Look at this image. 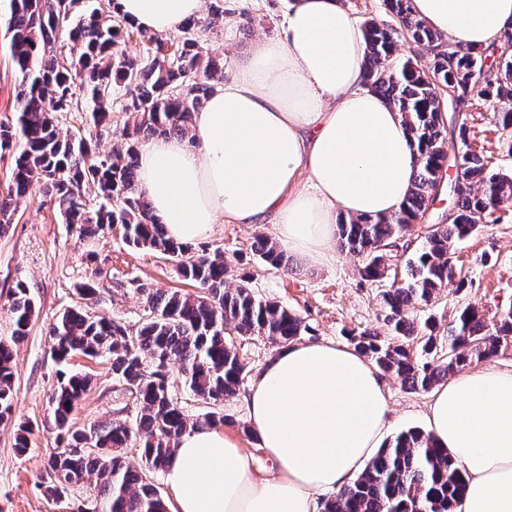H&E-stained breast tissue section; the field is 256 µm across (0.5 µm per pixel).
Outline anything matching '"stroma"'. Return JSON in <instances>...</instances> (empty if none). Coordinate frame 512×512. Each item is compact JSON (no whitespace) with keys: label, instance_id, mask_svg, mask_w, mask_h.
<instances>
[{"label":"stroma","instance_id":"1","mask_svg":"<svg viewBox=\"0 0 512 512\" xmlns=\"http://www.w3.org/2000/svg\"><path fill=\"white\" fill-rule=\"evenodd\" d=\"M236 22L211 35L209 46L223 53L227 66L244 60L255 41L273 37L281 26L285 0H224ZM9 0H0V122L14 118L18 80L12 67L5 36ZM122 90H115L112 112L103 135H96L87 114L66 112L59 119L62 131L77 137L97 136L100 153L120 147L126 115ZM469 142L485 154L493 168L512 172V156L502 149L512 128L503 129L495 112L480 108L466 111ZM274 237L270 224H220L215 233L193 243V252L223 251L234 274L247 276L257 297L270 299L296 311L308 330L309 341L349 344L353 333L372 330L387 336L381 283L364 280L357 257L333 246V257L317 265L294 264L292 271L270 268L250 250L255 235ZM450 262L467 279L463 289L448 285L431 305L415 310L417 320L434 319L436 335L448 333L456 310L471 304L483 311L488 322L512 310V211L488 218L478 232L455 244ZM93 282L96 295L85 300L77 291ZM24 283L36 304V314L26 338L15 348L13 366L17 395L10 420L0 423V512H60L59 503L48 499L39 486L48 458L58 446V432L48 415L49 397L57 385L58 364L51 357L50 328L64 309L87 307L137 329L145 315L143 288L192 291L177 267L159 253L130 247L122 229L96 238H85L64 224L41 184H34L17 206L13 222L0 233V336L10 335L12 325L8 292ZM236 351L247 372L234 396L223 403L225 433L233 436L250 456L255 474L274 476L266 449L251 433L243 397L264 362L275 354L276 344L266 337L233 336ZM71 371L90 377L91 383L70 416L83 429L115 419H134L140 404L123 384L112 377L105 359L74 356ZM392 407L389 435L411 428H425L429 396L406 390L393 375H383ZM31 430L30 454L19 455L14 439L20 426Z\"/></svg>","mask_w":512,"mask_h":512}]
</instances>
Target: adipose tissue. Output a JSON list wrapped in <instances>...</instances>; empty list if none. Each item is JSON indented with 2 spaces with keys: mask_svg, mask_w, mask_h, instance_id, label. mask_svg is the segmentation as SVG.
I'll use <instances>...</instances> for the list:
<instances>
[{
  "mask_svg": "<svg viewBox=\"0 0 512 512\" xmlns=\"http://www.w3.org/2000/svg\"><path fill=\"white\" fill-rule=\"evenodd\" d=\"M204 0H115L125 22L167 36ZM450 43L488 46L512 26V0H412ZM364 34L345 0H288L275 38L257 40L196 112L188 137L139 150L137 187L167 236L192 243L220 224L275 225L281 248L331 257L340 217L396 211L418 171L399 112L363 85ZM250 428L277 465L219 427L176 442L164 470L172 512H315L376 453L391 421L375 367L343 344L282 346L245 398ZM428 430L463 467L456 512H512V370L473 367L437 389Z\"/></svg>",
  "mask_w": 512,
  "mask_h": 512,
  "instance_id": "adipose-tissue-1",
  "label": "adipose tissue"
}]
</instances>
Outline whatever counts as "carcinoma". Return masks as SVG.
<instances>
[{
	"mask_svg": "<svg viewBox=\"0 0 512 512\" xmlns=\"http://www.w3.org/2000/svg\"><path fill=\"white\" fill-rule=\"evenodd\" d=\"M412 0H384L397 26L363 22L367 43L364 86L404 116L419 153V170L398 211L391 215L349 217L338 224L341 248L359 257L361 276L386 278L392 252L437 195V174L447 124L443 105L457 99L487 106L506 128L512 126V27L488 47H451L412 10ZM7 33L18 79L15 122L0 123V151L15 152L11 184L0 194V232L12 223L18 200L37 182L57 204L64 223L84 237H95L122 225L126 243L155 251L175 263L197 292L140 288L147 310L132 332L114 319L81 307L62 312L52 325L51 355L63 363L76 354L109 360L113 377L141 405L135 421L117 419L89 429L69 423L75 405L89 385L80 373L60 371L50 401L60 448L48 461L40 486L53 499L71 502V512H169L152 481L162 472L174 441L190 428L224 424V414L210 411L191 420L182 398L170 384V367L178 365L185 392L213 406L232 396L246 366L229 346L226 331L262 335L287 343L306 331L301 318L276 301L256 297L247 278L226 287L229 269L224 253L190 254V246L167 237L155 222L150 203L138 191L140 138L187 134L193 116L224 82V57L209 48L207 34L224 24V0H210L207 17L182 27L171 52L161 39L141 30L142 40L157 53L146 60L126 55L124 22L111 9H89L83 0H9ZM65 39L71 57H59ZM425 50L427 61L402 58L399 41ZM497 56L502 65L482 70L483 60ZM125 90L123 148L102 155L85 137L63 134L58 114L90 113L95 130L109 120L114 88ZM449 165L457 168L455 206L449 223L438 224L407 263L403 280L381 292L384 321L392 338L363 330L352 337L354 348L380 371L397 376L406 390L428 392L448 375L475 359H488L512 345V311L489 325L484 314L468 305L448 323V335L436 325L420 324L413 315L464 276L450 264L453 246L472 235L496 210L512 207V172L496 171L483 155L465 150ZM93 188L98 208L87 207ZM255 254L274 269L285 267L282 254L267 237H254ZM11 335L0 337V421L11 416L15 394L13 348L27 335L35 314L28 288L10 290ZM419 342L416 355L409 339ZM136 448L143 468H131L123 450ZM95 478L94 497L72 499L73 488ZM466 486V474L431 436L409 429L387 441L365 469L324 505V512H454Z\"/></svg>",
	"mask_w": 512,
	"mask_h": 512,
	"instance_id": "1",
	"label": "carcinoma"
}]
</instances>
